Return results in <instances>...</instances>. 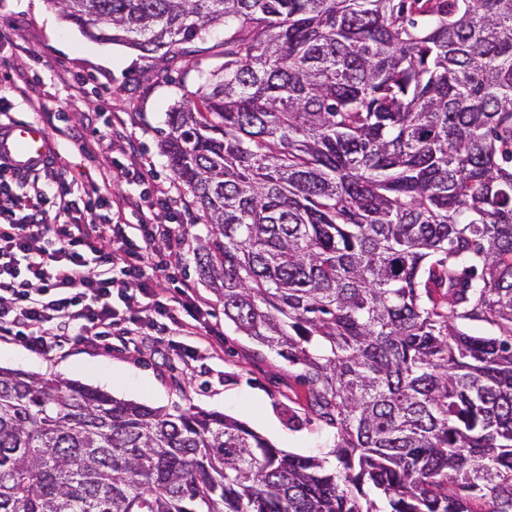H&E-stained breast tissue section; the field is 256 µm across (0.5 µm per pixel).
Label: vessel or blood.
Listing matches in <instances>:
<instances>
[{
  "instance_id": "1",
  "label": "vessel or blood",
  "mask_w": 512,
  "mask_h": 512,
  "mask_svg": "<svg viewBox=\"0 0 512 512\" xmlns=\"http://www.w3.org/2000/svg\"><path fill=\"white\" fill-rule=\"evenodd\" d=\"M51 143L37 122L15 120L0 126V161L15 174L35 173L50 157Z\"/></svg>"
}]
</instances>
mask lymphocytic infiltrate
<instances>
[{"instance_id":"1","label":"lymphocytic infiltrate","mask_w":512,"mask_h":512,"mask_svg":"<svg viewBox=\"0 0 512 512\" xmlns=\"http://www.w3.org/2000/svg\"><path fill=\"white\" fill-rule=\"evenodd\" d=\"M150 182L142 171L139 192L116 196L105 176L76 195L47 169L21 195L0 162V336L39 354L71 340L92 343L110 335L119 300L137 341L164 320L175 335L223 349L192 289L174 307L160 299L158 252L181 255L187 232L157 221ZM129 210L137 223H126Z\"/></svg>"}]
</instances>
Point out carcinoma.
I'll use <instances>...</instances> for the list:
<instances>
[{"mask_svg": "<svg viewBox=\"0 0 512 512\" xmlns=\"http://www.w3.org/2000/svg\"><path fill=\"white\" fill-rule=\"evenodd\" d=\"M49 2L148 57L224 26L163 151L335 462L0 367V512H512V0Z\"/></svg>", "mask_w": 512, "mask_h": 512, "instance_id": "carcinoma-1", "label": "carcinoma"}]
</instances>
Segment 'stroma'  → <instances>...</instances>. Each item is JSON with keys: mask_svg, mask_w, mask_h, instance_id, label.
Wrapping results in <instances>:
<instances>
[{"mask_svg": "<svg viewBox=\"0 0 512 512\" xmlns=\"http://www.w3.org/2000/svg\"><path fill=\"white\" fill-rule=\"evenodd\" d=\"M0 31L10 36L0 43V88L9 91L20 70L30 81L26 95L9 91L0 109L12 117L39 118L54 146L53 165L65 180L81 183L108 167L121 173L123 180L114 187L121 193L134 174L149 169L156 184L171 188L178 202L158 210V219L184 225L189 235L184 255L167 258L159 274L163 300L180 298L181 281L194 282L211 326L224 336L222 351L201 349L191 358L173 351L166 336L156 333L135 345L117 327L106 340L69 343L47 355L2 338L0 366L78 381L172 413L189 408L220 412L283 451L326 455L336 431L313 420L299 367L258 347L226 321L217 292L199 275L195 251L208 226L191 194L175 181L161 149L170 107L183 89H195L223 63V27L190 43L189 56L147 58L122 44L90 40L49 0H0ZM68 77L85 80L79 97H71L64 83ZM292 410L300 419L293 428L288 425Z\"/></svg>", "mask_w": 512, "mask_h": 512, "instance_id": "1", "label": "stroma"}]
</instances>
